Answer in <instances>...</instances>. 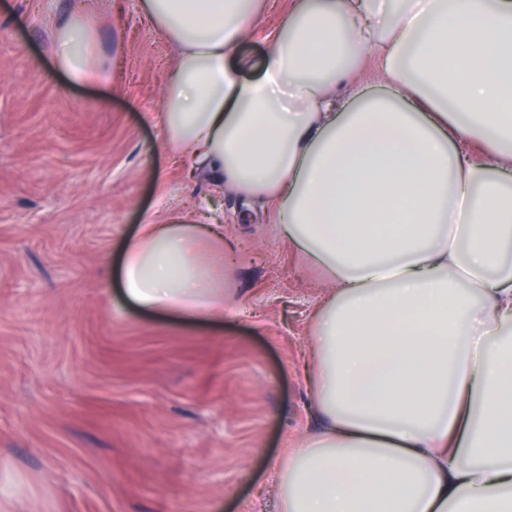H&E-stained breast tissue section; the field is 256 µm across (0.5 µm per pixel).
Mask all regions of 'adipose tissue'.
<instances>
[{
    "mask_svg": "<svg viewBox=\"0 0 512 512\" xmlns=\"http://www.w3.org/2000/svg\"><path fill=\"white\" fill-rule=\"evenodd\" d=\"M261 6L141 0L178 48L166 148L323 273L317 427L276 473L279 510L512 512V0H290L245 79ZM54 42L72 81L103 78L90 20ZM368 53L376 89L355 80ZM120 283L141 309L223 318V224L142 225Z\"/></svg>",
    "mask_w": 512,
    "mask_h": 512,
    "instance_id": "ef3b65f1",
    "label": "adipose tissue"
}]
</instances>
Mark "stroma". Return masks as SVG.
I'll use <instances>...</instances> for the list:
<instances>
[{
    "label": "stroma",
    "instance_id": "obj_1",
    "mask_svg": "<svg viewBox=\"0 0 512 512\" xmlns=\"http://www.w3.org/2000/svg\"><path fill=\"white\" fill-rule=\"evenodd\" d=\"M288 6L265 0L248 76ZM77 17L108 79L57 69L54 34ZM176 56L140 0H0V512H276L273 473L312 428L323 284L261 204L164 147ZM216 205L223 320L123 301L140 225Z\"/></svg>",
    "mask_w": 512,
    "mask_h": 512
}]
</instances>
